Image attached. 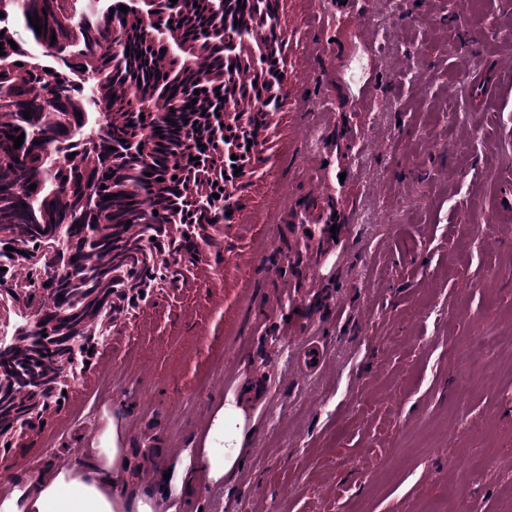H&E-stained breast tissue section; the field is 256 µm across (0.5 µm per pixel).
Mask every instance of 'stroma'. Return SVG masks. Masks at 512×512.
<instances>
[{
  "label": "stroma",
  "instance_id": "1",
  "mask_svg": "<svg viewBox=\"0 0 512 512\" xmlns=\"http://www.w3.org/2000/svg\"><path fill=\"white\" fill-rule=\"evenodd\" d=\"M277 13L282 104L219 253L119 314L61 403L0 446V503L118 460L149 512H512V87L473 83L512 52V0Z\"/></svg>",
  "mask_w": 512,
  "mask_h": 512
}]
</instances>
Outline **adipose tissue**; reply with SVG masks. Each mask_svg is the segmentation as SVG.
Returning a JSON list of instances; mask_svg holds the SVG:
<instances>
[{
	"instance_id": "ef3b65f1",
	"label": "adipose tissue",
	"mask_w": 512,
	"mask_h": 512,
	"mask_svg": "<svg viewBox=\"0 0 512 512\" xmlns=\"http://www.w3.org/2000/svg\"><path fill=\"white\" fill-rule=\"evenodd\" d=\"M117 468L91 466L74 475H49L27 488L22 501L8 500L5 512H129L118 495Z\"/></svg>"
}]
</instances>
